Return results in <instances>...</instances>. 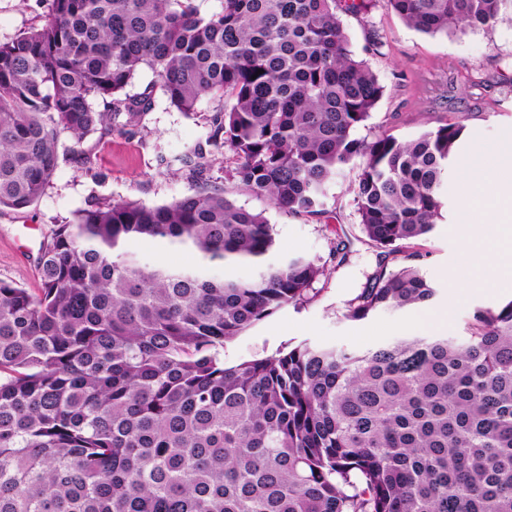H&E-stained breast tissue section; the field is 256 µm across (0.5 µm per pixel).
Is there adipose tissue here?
Wrapping results in <instances>:
<instances>
[{
  "label": "adipose tissue",
  "instance_id": "obj_1",
  "mask_svg": "<svg viewBox=\"0 0 512 512\" xmlns=\"http://www.w3.org/2000/svg\"><path fill=\"white\" fill-rule=\"evenodd\" d=\"M463 287H512V168L464 170Z\"/></svg>",
  "mask_w": 512,
  "mask_h": 512
}]
</instances>
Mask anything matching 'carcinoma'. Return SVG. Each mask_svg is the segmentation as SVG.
<instances>
[{"label":"carcinoma","instance_id":"carcinoma-1","mask_svg":"<svg viewBox=\"0 0 512 512\" xmlns=\"http://www.w3.org/2000/svg\"><path fill=\"white\" fill-rule=\"evenodd\" d=\"M428 35L487 30L512 0H387ZM365 0H52L0 42V209L49 186L58 136L135 134L130 95L152 71L171 107L221 103L206 144L229 178L290 214L321 215L340 169L382 256L431 233L464 126L406 141L355 136L384 86L338 11ZM263 73H258V70ZM191 177L198 147L180 159ZM200 263L146 262L133 242ZM403 254L344 316L426 305L435 288ZM238 266L249 278L212 272ZM326 268L279 256L261 212L201 183L167 205L114 202L56 229L32 293L0 280V512H512V301L468 336H403L366 351L303 341L224 366V343L307 298Z\"/></svg>","mask_w":512,"mask_h":512}]
</instances>
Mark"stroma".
<instances>
[{
  "label": "stroma",
  "instance_id": "stroma-1",
  "mask_svg": "<svg viewBox=\"0 0 512 512\" xmlns=\"http://www.w3.org/2000/svg\"><path fill=\"white\" fill-rule=\"evenodd\" d=\"M49 7L50 0H0V42L40 25ZM341 20L353 52L369 64L384 87L357 137L369 140L386 133L407 140L447 119L465 126L459 153L441 188L442 219L431 234L403 244L404 251L417 254V264L436 293L419 309L386 310L367 321L346 319L347 303L379 266L392 270L398 265L397 259L380 258L361 231L349 192L356 170L343 168L327 186L324 216L291 215L239 192L225 174L229 151H212L207 179L223 186L230 200L264 214L275 227L279 253L307 256L325 263L329 271L328 277L314 283L307 302L284 307L227 342L228 367L305 340L367 349L393 339L406 323L449 301L454 317L448 332L462 336L475 310L495 309L512 300V290L503 287L448 297V276L462 264L457 231L464 199L460 171L467 164L495 165L512 157V15L489 30L430 36L408 27L386 0H370L367 10L342 14ZM128 92H148L153 98L139 134L93 133L78 144L61 133L58 165L44 194L25 209L0 210V280L37 290L39 259L57 226L72 220L77 210L114 201L163 205L197 190V182L178 158L204 142L215 102L202 100L190 115L179 112L169 106L146 69ZM82 149L93 152L92 169L77 162ZM341 241L348 250L340 263L330 251Z\"/></svg>",
  "mask_w": 512,
  "mask_h": 512
}]
</instances>
